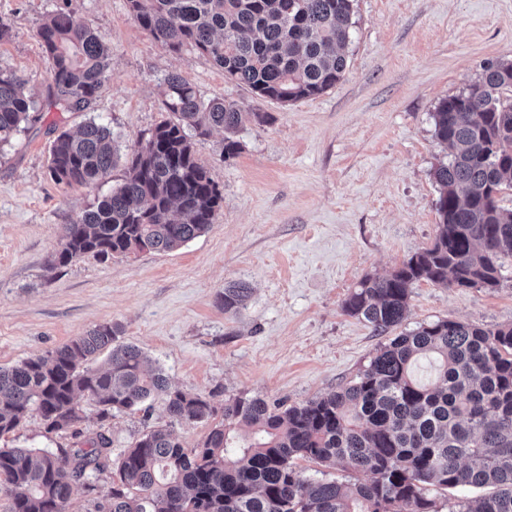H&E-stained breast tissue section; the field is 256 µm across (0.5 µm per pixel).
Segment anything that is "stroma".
I'll list each match as a JSON object with an SVG mask.
<instances>
[{
  "instance_id": "stroma-1",
  "label": "stroma",
  "mask_w": 512,
  "mask_h": 512,
  "mask_svg": "<svg viewBox=\"0 0 512 512\" xmlns=\"http://www.w3.org/2000/svg\"><path fill=\"white\" fill-rule=\"evenodd\" d=\"M69 5L111 52L98 98L83 112L47 102L52 62L37 30ZM356 32L342 80L290 104L254 97L198 51L174 54L131 18L126 0H0V70L26 82L35 108L0 145V367L46 354L103 323L138 346L172 387L200 393L216 408L233 397L293 406L352 383L385 334L346 314L343 303L368 275H383L437 234L432 171L448 156L432 114L463 91L488 61H512V0H355ZM180 73L202 99L222 98L271 123L240 130L241 151L224 159V133L195 138L197 162L224 197L202 235L168 253L103 262L87 256L51 269L63 228L117 186L54 182L48 149L60 131L96 118L121 148L169 120L161 83ZM251 296L237 313L220 302L225 285ZM512 324V274L499 287L412 288L401 325L437 320ZM84 434L105 432L113 456L140 436L170 426L196 447L211 423H170L163 397L146 410L103 421L81 400ZM72 432L46 433L39 415L0 438V447L55 451Z\"/></svg>"
}]
</instances>
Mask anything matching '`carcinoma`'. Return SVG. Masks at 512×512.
<instances>
[{
	"instance_id": "carcinoma-1",
	"label": "carcinoma",
	"mask_w": 512,
	"mask_h": 512,
	"mask_svg": "<svg viewBox=\"0 0 512 512\" xmlns=\"http://www.w3.org/2000/svg\"><path fill=\"white\" fill-rule=\"evenodd\" d=\"M133 21L172 52L191 47L258 98L282 104L336 86L356 26L354 0H127ZM37 36L53 62L49 105L83 112L98 97L110 65L104 40L68 8L51 14ZM162 105L174 119L132 149L123 183L65 225L53 265L86 255L100 260L168 252L204 233L223 196L195 159L192 128L224 130V159L241 150L247 123L267 112L204 100L177 72L163 79ZM25 80L0 72V144L29 118ZM435 138L451 151L433 171L439 186L434 243L386 276H367L343 311L386 333L405 319L421 281L444 288L500 285L512 259V62L488 61L469 86L433 112ZM118 137L94 119L61 132L50 148L58 184L107 180ZM250 288L224 287V312L245 306ZM119 329L98 325L45 356L0 367V437L37 413L48 433L81 421L78 401L96 399L99 417L140 409L166 396L169 418L209 420L206 397L173 389L142 351L117 342ZM106 354L105 366L97 365ZM434 360L435 381L414 376ZM66 460L45 449L0 448V495L9 512H68L74 485L115 466L109 495L93 512H439L434 491L490 487L454 504V512H512V325L492 328L438 320L389 339L352 384L304 404L272 407L260 397L224 404L221 422L187 448L166 428L151 429L112 464L99 432ZM370 475L348 486L304 475L297 460Z\"/></svg>"
}]
</instances>
